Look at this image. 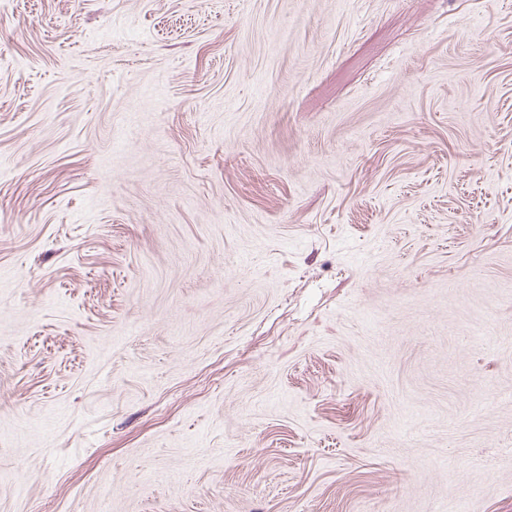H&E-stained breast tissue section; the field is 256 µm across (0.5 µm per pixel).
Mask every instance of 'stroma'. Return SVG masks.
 <instances>
[{
    "instance_id": "obj_1",
    "label": "stroma",
    "mask_w": 512,
    "mask_h": 512,
    "mask_svg": "<svg viewBox=\"0 0 512 512\" xmlns=\"http://www.w3.org/2000/svg\"><path fill=\"white\" fill-rule=\"evenodd\" d=\"M512 512V0H0V512Z\"/></svg>"
}]
</instances>
